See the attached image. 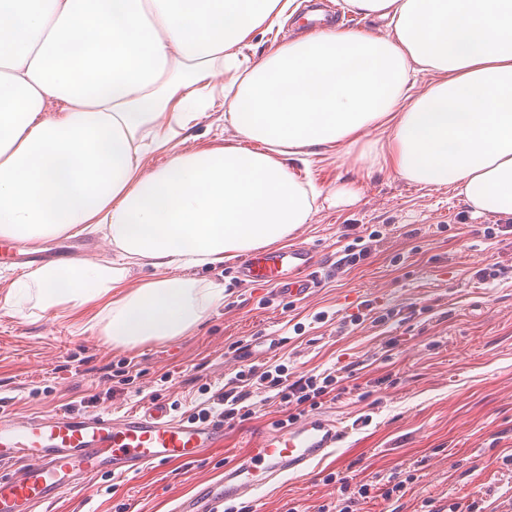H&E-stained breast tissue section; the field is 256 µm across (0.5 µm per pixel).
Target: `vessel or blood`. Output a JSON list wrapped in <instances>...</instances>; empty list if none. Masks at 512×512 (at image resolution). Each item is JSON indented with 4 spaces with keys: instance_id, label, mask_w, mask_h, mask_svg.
Wrapping results in <instances>:
<instances>
[{
    "instance_id": "obj_1",
    "label": "vessel or blood",
    "mask_w": 512,
    "mask_h": 512,
    "mask_svg": "<svg viewBox=\"0 0 512 512\" xmlns=\"http://www.w3.org/2000/svg\"><path fill=\"white\" fill-rule=\"evenodd\" d=\"M243 284L269 285L291 299L312 296L322 264L308 247L257 250L237 270ZM347 430L330 413L309 414L262 433L221 476L181 497L174 512H224L336 454ZM224 444L221 421L172 417L159 401L113 417L66 409L42 416L0 412V512H37L85 479L127 475L157 464L190 463Z\"/></svg>"
}]
</instances>
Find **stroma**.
I'll list each match as a JSON object with an SVG mask.
<instances>
[{"label":"stroma","instance_id":"1","mask_svg":"<svg viewBox=\"0 0 512 512\" xmlns=\"http://www.w3.org/2000/svg\"><path fill=\"white\" fill-rule=\"evenodd\" d=\"M231 134L219 93L172 144L191 153ZM358 154L324 150L290 166L322 194L288 240L316 250L326 268L311 298L241 285L234 260L196 268L191 277L223 288V304L194 332L134 348L112 346L85 313L35 317L28 306L0 305V406L21 416L66 407L119 416L161 401L184 418L201 386L219 389L245 366L284 363L296 374L349 367L344 391L321 404L348 427L343 448L247 502L246 512H317L339 495L328 474L359 482L409 469L416 479L403 496L366 500L361 512H448L473 502L481 512H512V470L503 463L512 454V233L486 237L490 217L475 215L452 188L367 173ZM341 189L343 202L329 205ZM375 231L371 255L340 266L345 246ZM65 244L71 260L110 250L99 233L50 238L34 250L55 260ZM493 265L500 276L476 278ZM124 370L131 384H119ZM252 409L197 462L98 476L39 512H173L178 497L219 476L281 417L278 400L262 391Z\"/></svg>","mask_w":512,"mask_h":512}]
</instances>
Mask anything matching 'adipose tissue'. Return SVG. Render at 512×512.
<instances>
[{
    "label": "adipose tissue",
    "instance_id": "obj_1",
    "mask_svg": "<svg viewBox=\"0 0 512 512\" xmlns=\"http://www.w3.org/2000/svg\"><path fill=\"white\" fill-rule=\"evenodd\" d=\"M379 34L327 29L248 67L238 46L295 0H0V238L34 244L101 228L117 260L30 269L0 304L93 317L114 346L197 329L224 291L189 269L288 239L319 193L290 163L360 145L359 162L450 186L475 214L512 219V0H346ZM192 59L188 81L167 76ZM226 75L224 147L171 153L188 85ZM430 75L416 91L418 74ZM61 105L45 112L47 101ZM383 128L381 141L364 139ZM178 276L131 280L136 268Z\"/></svg>",
    "mask_w": 512,
    "mask_h": 512
}]
</instances>
